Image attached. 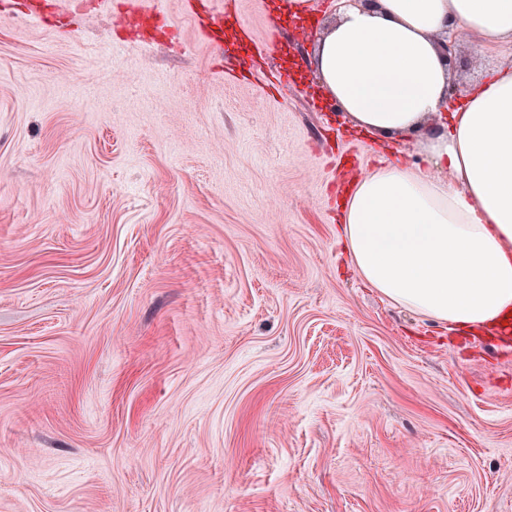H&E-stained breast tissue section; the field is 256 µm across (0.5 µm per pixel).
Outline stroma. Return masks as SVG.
<instances>
[{
	"label": "stroma",
	"mask_w": 512,
	"mask_h": 512,
	"mask_svg": "<svg viewBox=\"0 0 512 512\" xmlns=\"http://www.w3.org/2000/svg\"><path fill=\"white\" fill-rule=\"evenodd\" d=\"M271 2L0 0V512H512L502 336L342 242L416 142L313 95L333 0Z\"/></svg>",
	"instance_id": "obj_1"
}]
</instances>
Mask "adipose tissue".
I'll return each instance as SVG.
<instances>
[{"mask_svg": "<svg viewBox=\"0 0 512 512\" xmlns=\"http://www.w3.org/2000/svg\"><path fill=\"white\" fill-rule=\"evenodd\" d=\"M457 31L512 42V0H340L313 64L355 128L417 144L416 161L380 160L345 196L352 264L386 299L477 334L512 321V64L444 112L439 41Z\"/></svg>", "mask_w": 512, "mask_h": 512, "instance_id": "obj_1", "label": "adipose tissue"}]
</instances>
